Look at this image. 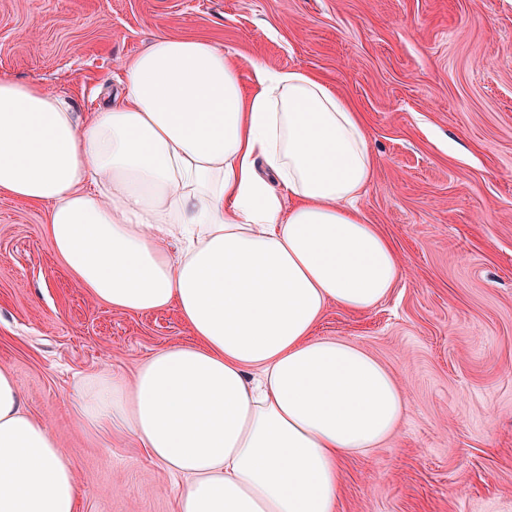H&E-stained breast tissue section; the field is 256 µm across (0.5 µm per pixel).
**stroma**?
I'll return each mask as SVG.
<instances>
[{
	"label": "stroma",
	"instance_id": "1",
	"mask_svg": "<svg viewBox=\"0 0 512 512\" xmlns=\"http://www.w3.org/2000/svg\"><path fill=\"white\" fill-rule=\"evenodd\" d=\"M312 73L361 113L376 159L360 201L405 276L378 306H328L314 334L353 342L408 410L340 463L335 512H512V0H0V77L85 112L159 34ZM177 306L92 300L54 252L46 209L0 196V369L79 479L78 512H176L179 480L74 403L86 377L131 375L192 342Z\"/></svg>",
	"mask_w": 512,
	"mask_h": 512
}]
</instances>
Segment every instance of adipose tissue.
Returning a JSON list of instances; mask_svg holds the SVG:
<instances>
[{"mask_svg": "<svg viewBox=\"0 0 512 512\" xmlns=\"http://www.w3.org/2000/svg\"><path fill=\"white\" fill-rule=\"evenodd\" d=\"M251 68L242 86L223 50L160 34L89 112L0 77V194L48 205L93 300L177 306L195 338L131 378L89 376L86 428L130 434L180 478L177 512H335L340 459L380 447L406 400L365 349L313 330L405 271L356 206L376 165L360 113L305 71ZM0 512H78L71 462L4 369Z\"/></svg>", "mask_w": 512, "mask_h": 512, "instance_id": "adipose-tissue-1", "label": "adipose tissue"}]
</instances>
